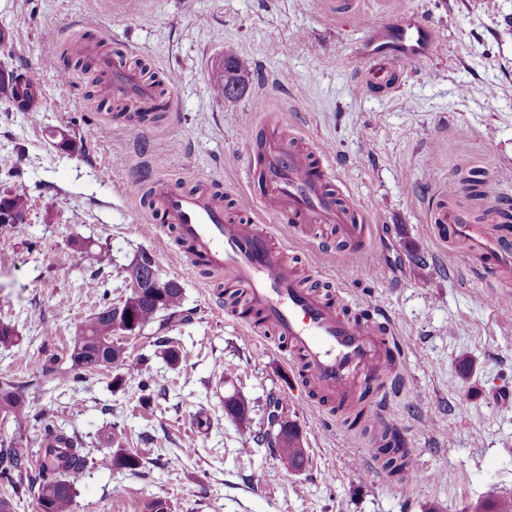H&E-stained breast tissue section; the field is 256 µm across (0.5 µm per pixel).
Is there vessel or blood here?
Returning a JSON list of instances; mask_svg holds the SVG:
<instances>
[{"label": "vessel or blood", "instance_id": "1", "mask_svg": "<svg viewBox=\"0 0 512 512\" xmlns=\"http://www.w3.org/2000/svg\"><path fill=\"white\" fill-rule=\"evenodd\" d=\"M366 40L368 47L360 55L365 83L384 91L396 85L405 65L438 47L441 35L416 16L396 24L373 23ZM154 94L153 86L137 73L113 63L114 98L141 106ZM241 139L249 148V166L260 175L258 189L239 199L243 210L259 207L294 225L333 224L345 241H361L359 209L329 191V175L316 154L275 132L256 153L251 150L252 128H245ZM152 195L163 222L173 225L186 244L190 261L223 273L226 288L246 292L262 320L261 325L250 326V333L266 328L287 340L299 359L300 383L330 400L350 403L400 347L395 326L383 309L352 317L339 310L334 298L303 287L272 246L270 234L254 224L229 221L222 203L211 195L177 192L164 180L154 182ZM433 221L451 245L465 248L480 278L497 281L512 274V245L500 232L475 223L468 211L449 203L434 210Z\"/></svg>", "mask_w": 512, "mask_h": 512}]
</instances>
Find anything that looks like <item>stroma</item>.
<instances>
[{
    "instance_id": "35a3bbf8",
    "label": "stroma",
    "mask_w": 512,
    "mask_h": 512,
    "mask_svg": "<svg viewBox=\"0 0 512 512\" xmlns=\"http://www.w3.org/2000/svg\"><path fill=\"white\" fill-rule=\"evenodd\" d=\"M414 13L440 30L441 48L406 65L394 89L367 88L362 17ZM0 27V65L22 66L42 101L33 118L0 99V189L29 197L25 223L0 226V322L18 333L0 346V383L15 384L28 411L22 427L0 424V444L21 434L29 478L53 423L84 441L73 512H141L148 500L166 512H463L512 495V279H475L431 213L445 194L474 208V176L512 216V0H0ZM79 39L116 60L135 51L173 110L136 134L97 111L87 74L63 61ZM228 49L242 91L220 98L213 63ZM247 122L309 151L329 147L331 185L364 212L371 257L335 225L296 229L237 209L251 181ZM55 129L76 148L55 145ZM132 178L202 187L231 219L269 232L307 287L343 291L355 312H389L404 351L379 379L397 388L391 409L417 474L369 469L370 438L296 384L297 359L279 337L248 335L226 309L223 278L192 267L171 225L124 194ZM144 252L183 289L165 331L124 341L157 380L147 406L136 381L117 388L111 369L74 372L69 359L76 328L129 294L126 268ZM161 333L181 350L178 365L164 359ZM232 394L252 431L274 409L297 425L302 469L285 470L266 445L244 447L224 410ZM114 427L141 468L102 466Z\"/></svg>"
}]
</instances>
